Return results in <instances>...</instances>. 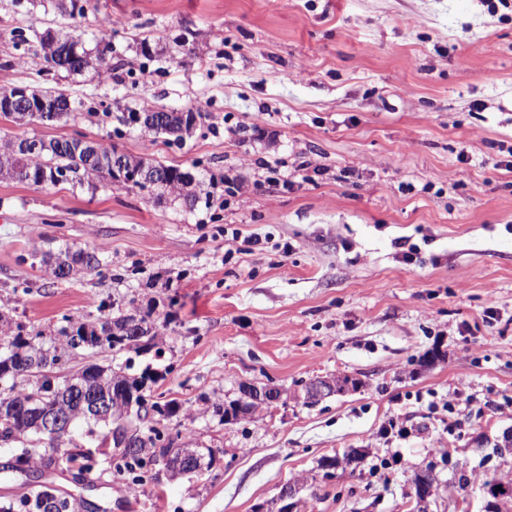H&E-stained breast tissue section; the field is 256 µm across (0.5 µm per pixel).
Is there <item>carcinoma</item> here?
Masks as SVG:
<instances>
[{
  "label": "carcinoma",
  "mask_w": 512,
  "mask_h": 512,
  "mask_svg": "<svg viewBox=\"0 0 512 512\" xmlns=\"http://www.w3.org/2000/svg\"><path fill=\"white\" fill-rule=\"evenodd\" d=\"M56 9L68 20L83 18L91 10V0H57ZM62 43L72 44V53L65 60H58L48 51L42 33L31 23L18 21L10 29V41L16 50L42 59L46 63L45 73L64 69L78 72L89 66L87 53H78V40L73 37H57ZM95 70L98 83L108 85L114 78L112 65V42L100 39L95 56ZM141 115L165 114L168 121L158 127H143L141 131L149 136L165 135L168 140L180 142L184 135L193 127L190 120H182L175 112H166L164 107L148 102L140 108ZM17 138L0 137V177L8 174L12 179L37 184L39 179L47 177L49 186L61 183L84 182L89 176L107 179L112 176V160L123 159L136 166L146 164L142 159L133 158L118 152L113 147L97 146L95 158L86 156L82 151L73 148L67 140L39 139L40 147L35 152L19 160L15 158ZM191 183L184 182L180 188L170 193L172 200H179L189 209L194 208L200 200V195L189 190ZM102 259L95 251H66L65 257L58 259L50 267V275L55 280L68 277L72 269L80 267L87 273H96L101 267ZM166 324H159L150 319V314L136 310L120 311L117 315H109L99 330H87L83 324L71 329L61 330L63 340L49 347L43 345L35 337L25 338L18 333L3 343L0 348V413L11 417L9 421L0 420V447L9 449L12 456L19 460L30 461L43 468H51L65 463L68 468H75L85 473L94 467L109 471L124 479L129 484L132 493H137L149 482L155 481L149 465L164 464L177 447L179 436H169L154 426L143 431L141 445L120 455L108 452L110 448L118 447L117 439L112 435L113 430L121 423L135 429L140 421L148 415L169 418L179 409L175 400H152L143 394L145 381L151 378L150 372L145 371L138 378H132L122 371H116L110 365L88 364L81 367L71 377L59 383L54 375V368L66 357L69 359L79 355V351L87 348L86 337L99 336L95 346L101 348H124L135 346V351H146L152 347V341L159 335ZM103 380V387L112 392V385H121L139 393L135 397L138 406L136 413L121 418L118 412H109L101 416L79 407L73 398L72 388L89 386L97 380ZM41 409L57 410L67 414L69 426L78 421L91 425L89 435H98L97 452L80 451L78 453L46 452L40 446L41 441H47L49 447H54V439L40 432L35 419V413ZM203 412L219 418L220 422H229V413L235 410V403H224L217 396L203 399ZM483 493L505 505H512V479L501 482L494 478L482 483ZM70 501L55 494L54 489L47 484H39L32 491L13 501L0 512H70Z\"/></svg>",
  "instance_id": "1"
}]
</instances>
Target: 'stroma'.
Segmentation results:
<instances>
[{
	"label": "stroma",
	"mask_w": 512,
	"mask_h": 512,
	"mask_svg": "<svg viewBox=\"0 0 512 512\" xmlns=\"http://www.w3.org/2000/svg\"><path fill=\"white\" fill-rule=\"evenodd\" d=\"M97 4L70 33L90 49L99 16L122 20L108 89L43 80L0 0V85L103 102L0 136L79 134L192 170L211 199L0 180V315L46 342L131 305L167 322L152 352L88 348L61 371L151 369L184 446L223 454L135 495L110 474L42 481L76 512H257L289 482L294 512H414L429 469V512H485L487 474L512 478V453L475 447L512 428V0ZM144 99L207 118L169 144L128 122ZM66 246L99 251V273L49 279L43 255ZM344 375L362 388L303 405L306 382ZM244 382L288 395L239 423L199 413ZM352 450L356 468L325 473Z\"/></svg>",
	"instance_id": "1"
}]
</instances>
